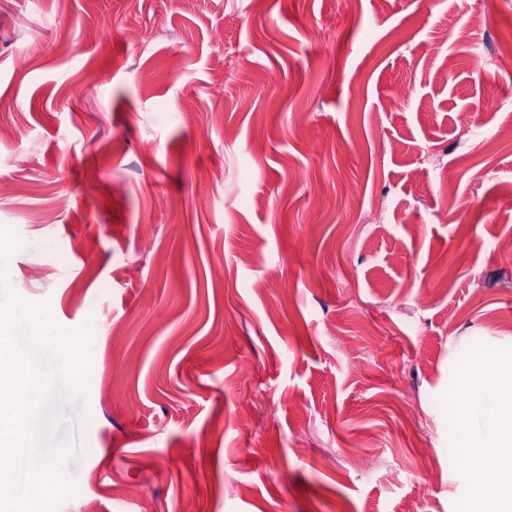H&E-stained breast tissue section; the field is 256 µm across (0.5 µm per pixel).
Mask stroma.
I'll use <instances>...</instances> for the list:
<instances>
[{
	"mask_svg": "<svg viewBox=\"0 0 512 512\" xmlns=\"http://www.w3.org/2000/svg\"><path fill=\"white\" fill-rule=\"evenodd\" d=\"M224 2L0 0L10 284L92 335L56 512H469L451 403L512 352V0Z\"/></svg>",
	"mask_w": 512,
	"mask_h": 512,
	"instance_id": "35a3bbf8",
	"label": "stroma"
}]
</instances>
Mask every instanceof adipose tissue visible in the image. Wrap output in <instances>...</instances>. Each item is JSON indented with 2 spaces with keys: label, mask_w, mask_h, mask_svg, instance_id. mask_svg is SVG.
<instances>
[{
  "label": "adipose tissue",
  "mask_w": 512,
  "mask_h": 512,
  "mask_svg": "<svg viewBox=\"0 0 512 512\" xmlns=\"http://www.w3.org/2000/svg\"><path fill=\"white\" fill-rule=\"evenodd\" d=\"M467 398L456 406L458 445L475 473L493 468L494 487L475 484L471 512H512V358L470 368L462 377Z\"/></svg>",
  "instance_id": "obj_1"
}]
</instances>
